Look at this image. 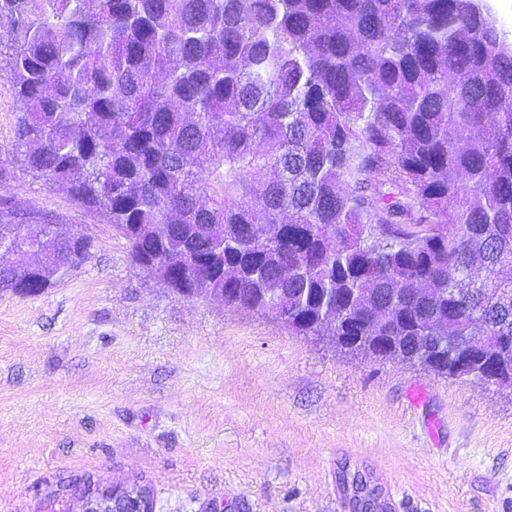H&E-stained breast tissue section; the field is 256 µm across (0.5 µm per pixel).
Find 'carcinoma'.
<instances>
[{
  "mask_svg": "<svg viewBox=\"0 0 512 512\" xmlns=\"http://www.w3.org/2000/svg\"><path fill=\"white\" fill-rule=\"evenodd\" d=\"M31 171L194 288L512 360V42L480 0H0ZM156 224L177 225L162 243ZM0 242H32L0 211ZM37 293L81 261L54 239ZM19 267L0 270L15 291ZM478 307L484 316L472 315ZM433 341H441L442 343H448V348L454 351V354L458 357L457 366L463 367L469 362L477 365H484L489 356L487 350L481 343L474 341L473 338H469L462 343L449 342L448 336H433Z\"/></svg>",
  "mask_w": 512,
  "mask_h": 512,
  "instance_id": "carcinoma-1",
  "label": "carcinoma"
}]
</instances>
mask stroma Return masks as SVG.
Listing matches in <instances>:
<instances>
[{
  "instance_id": "obj_1",
  "label": "stroma",
  "mask_w": 512,
  "mask_h": 512,
  "mask_svg": "<svg viewBox=\"0 0 512 512\" xmlns=\"http://www.w3.org/2000/svg\"><path fill=\"white\" fill-rule=\"evenodd\" d=\"M0 77V197L94 240L36 296L0 292V512H64L59 482L150 479L157 512H512V390L345 355L272 315L185 300L15 150Z\"/></svg>"
}]
</instances>
